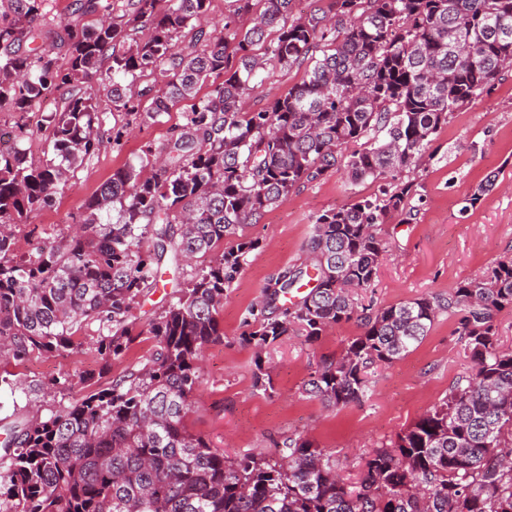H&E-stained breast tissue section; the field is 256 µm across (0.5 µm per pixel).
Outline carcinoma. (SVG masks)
I'll list each match as a JSON object with an SVG mask.
<instances>
[{"mask_svg":"<svg viewBox=\"0 0 512 512\" xmlns=\"http://www.w3.org/2000/svg\"><path fill=\"white\" fill-rule=\"evenodd\" d=\"M45 2L0 0V110L27 113L67 88L61 109L44 116L51 158L0 151V351L19 364L78 353L89 339L105 373L124 361L133 310L162 282L165 261L178 276L175 300L139 331L156 342L148 357L44 420L4 427L0 512H512V349L501 347L498 323L512 309V257L460 280L446 299L358 305L377 277L383 225L412 223V200H423L409 173L455 112L512 66V0H327L299 17L293 0H261V12L219 33L210 0H109L107 18L67 31L66 68L36 45ZM270 66L305 72L269 108L246 110ZM147 71L160 87L133 91ZM93 80L111 110L85 90ZM182 102L167 165L142 176L155 166L146 148L140 166L99 185L73 232L16 251L17 228L51 205L104 136L117 145L133 123H156ZM341 167L379 192L317 215L312 267L285 271L249 309L241 339L256 350L253 386L274 392L262 354L283 337L312 343L353 318L363 334L310 373L305 397L363 402L370 369L411 353L444 313L471 363L438 404L368 453L354 483L335 453L308 439L231 459L185 423L202 352L223 339L224 298L258 247L238 229ZM199 258L206 265L185 278L179 261ZM94 379L62 376L48 388Z\"/></svg>","mask_w":512,"mask_h":512,"instance_id":"1","label":"carcinoma"}]
</instances>
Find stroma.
Returning a JSON list of instances; mask_svg holds the SVG:
<instances>
[{
  "instance_id": "obj_1",
  "label": "stroma",
  "mask_w": 512,
  "mask_h": 512,
  "mask_svg": "<svg viewBox=\"0 0 512 512\" xmlns=\"http://www.w3.org/2000/svg\"><path fill=\"white\" fill-rule=\"evenodd\" d=\"M88 22L76 12L75 0H47L46 17L39 23L42 45L58 65L68 60L62 43L65 26ZM302 77L298 68L270 71L249 95L250 110L266 109ZM65 95V90L56 91L23 117L0 111V127L12 131L24 123L32 128V136L17 141L28 161L46 159L47 134L38 130L37 123ZM181 120L176 107L161 122L133 124L121 147L103 143L52 205L18 229V252L67 234L81 220L85 203L98 186L115 169L139 164L145 146L161 149L168 128ZM432 148L434 158L416 174L423 201L413 223L392 219L386 224V251L373 286L360 293L363 305L378 309L423 296L447 297L461 279L512 254V71L503 73L488 95L455 112ZM493 173L498 176L496 187L476 208L464 210L466 198ZM377 191V184L368 181L346 186L342 173L332 172L300 183L279 206L244 227V235L258 240L259 246L224 301L220 316L224 336L204 350L201 385L186 418L191 432L208 438L226 456L270 454L284 438L301 436L333 451L343 474L355 477L372 448L388 444L414 423L466 371L468 363L456 343L453 322L443 316L413 352L375 369L369 400L331 408L304 397L302 385L309 373L321 362L337 358L346 343L362 333L360 322L352 320L312 343L301 336L284 339L271 348L268 358L273 395L252 386L254 351L241 341L248 310L261 300L269 280L308 259L307 244L317 215ZM97 368L98 359L90 348L69 355L35 354L20 364L0 357V418H46L81 395L77 389H47L50 379Z\"/></svg>"
}]
</instances>
